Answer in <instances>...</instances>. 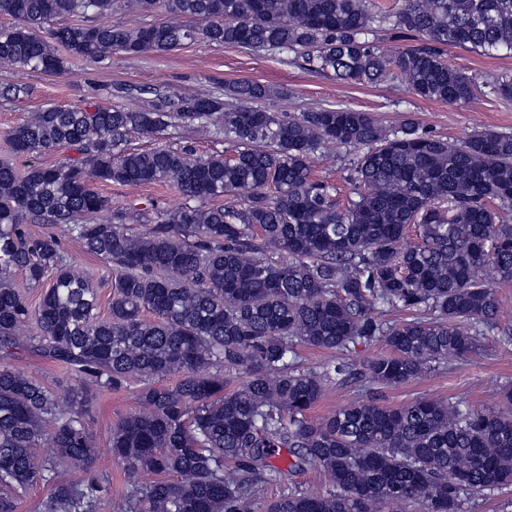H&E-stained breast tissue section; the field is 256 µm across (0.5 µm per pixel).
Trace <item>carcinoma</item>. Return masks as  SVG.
Returning <instances> with one entry per match:
<instances>
[{"instance_id":"obj_1","label":"carcinoma","mask_w":512,"mask_h":512,"mask_svg":"<svg viewBox=\"0 0 512 512\" xmlns=\"http://www.w3.org/2000/svg\"><path fill=\"white\" fill-rule=\"evenodd\" d=\"M116 3L0 0L13 19L0 28V67L60 73L71 59L102 64L204 43L291 55L350 83L401 80L442 103L512 101V77L480 87L443 59L448 47L512 57V0H403L393 13L369 0H124L179 18L137 28L101 21ZM66 16L99 22L39 34ZM382 30L404 45L381 52L370 36ZM151 93L139 111L45 105L6 132L16 156H77L22 172L0 162V353L30 349L70 368L75 384L59 393L0 368V512H18L38 484L50 486L43 512H99L110 483L93 469L87 396L131 378L144 385L141 409L112 429V456L129 476L115 512H254L257 503L260 512H464L470 499L512 487V388L493 410L420 398L310 415L331 382L400 385L433 362L468 358L473 332L497 327V288L512 282L503 218L512 134L478 131L458 145L410 122L387 130L347 107L282 115L263 106L276 91L256 81ZM185 128L224 140L233 157L126 147L132 133L168 139ZM332 145L361 152L344 206L340 189L311 171L312 156ZM166 180L188 204L141 212L94 187ZM224 196L233 203L209 205ZM145 223L148 232H131ZM28 224L49 232L31 235ZM412 226L419 241L407 244ZM57 227L108 263V317ZM17 270L47 284L33 313L13 284ZM380 304L412 317L384 319ZM32 322L36 333L23 335ZM374 343L388 353L321 372L299 364L300 345L351 353ZM226 367L239 369L231 390ZM278 448L290 455L285 468ZM64 464L85 478L59 480ZM309 466L331 487L292 483L259 502V484ZM144 473L155 479L140 484Z\"/></svg>"}]
</instances>
